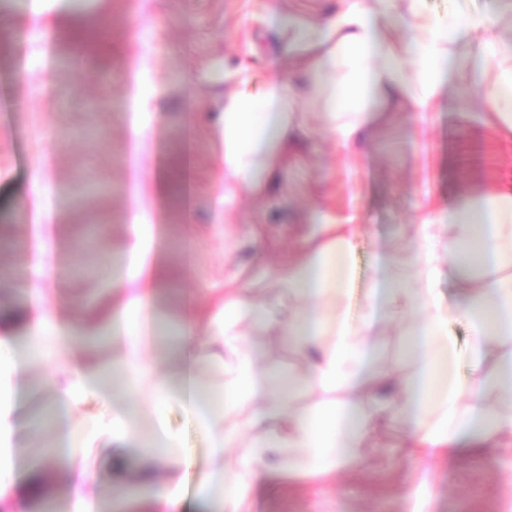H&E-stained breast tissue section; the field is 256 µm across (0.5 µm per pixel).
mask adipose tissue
Listing matches in <instances>:
<instances>
[{
  "mask_svg": "<svg viewBox=\"0 0 512 512\" xmlns=\"http://www.w3.org/2000/svg\"><path fill=\"white\" fill-rule=\"evenodd\" d=\"M276 24L292 34L302 49L293 67L307 75L322 103L330 131L350 142L376 119L378 104L395 103L426 110L442 93L454 68L466 64L458 46L472 48L480 77L486 85L484 111L489 123L512 132V39L498 34V14L476 12L465 25L455 17L428 14L424 0H344L331 19L313 18L297 23L287 14H275ZM405 31L394 41L389 31ZM241 77L224 91L220 114L223 150L215 166L224 177L225 195L242 188L261 193L272 172L279 168L295 128L291 116L298 106V91L290 80L271 79L258 92ZM320 236L308 238L302 253L281 278V289L298 302L295 316L281 323L279 334L297 351L311 355L305 374L285 382L283 396L306 388L323 394V401L306 409L278 404L253 411L246 425L227 422L248 406L267 386L265 375L242 351L235 329L242 317L265 323L267 302L247 297L238 289L225 290L211 316L189 307L172 345L176 375L160 373L155 359L144 350L135 331L120 337L122 353L113 366L126 374L130 397L149 391L157 401L175 399L190 410L210 444V471L205 493L222 488L226 512H247L243 493L264 475L269 457L283 462L303 457L313 474L335 470L357 456L377 428L405 420L413 428L409 446L429 457L461 454L491 441L512 446V193L491 191L478 204L448 212L447 225L420 227V248L394 254L380 274V286L369 295L371 314L354 322L348 311L321 308L344 291L350 272L354 224L324 222ZM448 265V297L440 299L435 283L440 263ZM486 271L475 277L473 265ZM47 268L36 266L28 283L31 344L48 343L42 356L18 355L15 338L0 311V496L14 482L16 449L13 417L21 379L34 374L35 383L52 397V421L64 426L65 446L53 449L62 467L65 494L74 512H86L87 501L99 488L96 468L79 464L90 448L123 446L138 435L134 407L114 412L112 398L102 384L105 371L86 355L76 352L77 338L60 323L58 305L44 281ZM113 285L120 298L117 313L130 322L145 314L153 292L143 273L116 272ZM409 312L415 317L410 331L414 371L399 374L397 402L366 405L369 385L381 375L372 360L370 339L374 327ZM462 317L469 325L468 351L477 372L464 378L456 369L457 342L448 334V320ZM335 339L333 349H322V337ZM209 347L216 363L225 350L237 352L230 372L232 385L222 405L201 403L195 370L201 347ZM492 365L494 373L479 369ZM100 408L86 418L79 410L89 400ZM259 430L244 453L233 462L224 455L244 434ZM145 459L175 464L176 473L162 477L144 472L153 488L159 512H185L184 482L196 461L180 437L162 430L139 450Z\"/></svg>",
  "mask_w": 512,
  "mask_h": 512,
  "instance_id": "adipose-tissue-1",
  "label": "adipose tissue"
}]
</instances>
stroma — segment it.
I'll return each mask as SVG.
<instances>
[{
	"label": "stroma",
	"mask_w": 512,
	"mask_h": 512,
	"mask_svg": "<svg viewBox=\"0 0 512 512\" xmlns=\"http://www.w3.org/2000/svg\"><path fill=\"white\" fill-rule=\"evenodd\" d=\"M340 0H55L52 9L73 18L94 13L111 21L100 41L111 44L70 67L48 64L43 39L0 41V308L20 310L33 266L64 269L51 280L65 295L63 322L81 323L72 298L112 301L106 279L83 244L110 225L112 262L135 269L134 227L152 237L150 267L157 279L159 319L147 352L161 358L164 337L179 328L186 295L207 300L225 284L245 288L272 306L271 321L242 320L243 347L269 378L262 404L275 402L277 382L302 373L306 361L280 336L277 324L296 307L281 295L275 276L257 274L259 228L274 268L287 265L298 243L313 233L314 215L357 224L351 278L343 303L355 317L367 312V294L383 260L414 242L418 224L448 221V209L479 200L495 188H512V139L499 127L474 120L484 87L472 67L459 73L430 111L380 107L366 140L347 150L329 138L309 82L299 85L303 120L312 137L272 177L262 197L238 191L224 200L213 159L223 140L216 128L224 78L241 64L254 83L287 78L283 52L290 36L271 20L279 11L305 21L334 15ZM191 158L190 199L152 189L159 168ZM42 165L49 190L28 193L32 168ZM91 174L108 185L94 199L73 189ZM411 320L380 327L375 360L383 368L411 370ZM162 419L181 434L197 465L186 483L193 512H222L201 493L210 465L206 436L176 402L150 403L139 437L152 436ZM474 449L458 457L412 463L394 441L364 461L315 476L292 465L274 471L271 486L249 492L250 512H512V453L492 462ZM94 462L111 493H99L102 512H154L133 456L96 453Z\"/></svg>",
	"instance_id": "1"
}]
</instances>
